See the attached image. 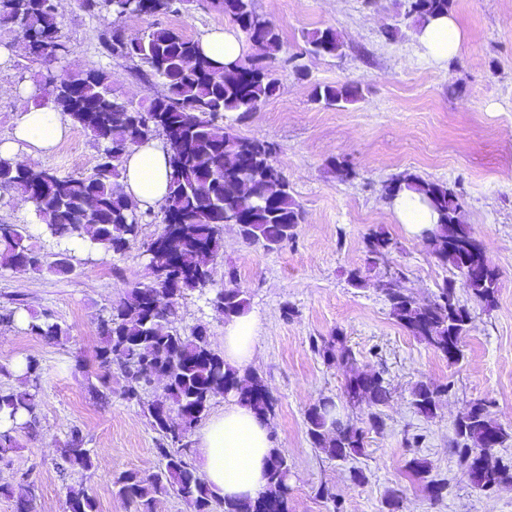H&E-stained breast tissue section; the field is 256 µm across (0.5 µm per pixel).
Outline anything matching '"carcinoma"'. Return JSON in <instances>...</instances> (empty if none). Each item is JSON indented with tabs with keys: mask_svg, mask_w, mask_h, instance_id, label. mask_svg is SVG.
I'll list each match as a JSON object with an SVG mask.
<instances>
[{
	"mask_svg": "<svg viewBox=\"0 0 512 512\" xmlns=\"http://www.w3.org/2000/svg\"><path fill=\"white\" fill-rule=\"evenodd\" d=\"M190 0H149L156 15L177 13ZM89 12L105 13L113 22L137 15L132 0H82ZM211 7L224 13L241 30H250L265 46L264 59L245 57L217 64L203 56L199 41L182 36L158 23L130 42L115 35L104 44L108 54L127 55L147 66L149 75L162 80L165 90L146 106L134 112H116L120 105L113 96V74L104 68L90 69L74 78L50 73L52 107L70 117L93 141L102 146L92 173L61 177L46 169L21 166L0 158V187L11 188L31 203L44 222L46 235L61 245L64 239L89 237L90 247L105 254H123L139 241L142 226L161 220L160 238L170 237L169 249L160 251L148 244V281L134 288L127 298L112 305L98 324L101 366L116 362L124 381L121 397L128 403L146 406L151 424L160 436L156 453L161 465L145 477L129 470L113 477L118 496L135 506V512H156L160 499L171 492L184 499L192 512H288L291 495V466L277 448L271 449V467L266 490L257 498L239 502L218 498L189 461L192 434L208 413L213 399L224 387L235 388L234 395L269 418L275 400L260 376L224 367V357L210 342L208 327L194 326L188 335L173 330L179 301L192 292L203 295L210 286L213 264L223 252L224 213L244 214L243 241L259 244L268 251L279 249L296 235L304 212L293 194L287 177L276 164V144L238 135L224 125L228 112L245 120L260 103L279 88L275 71L265 60L281 44L278 27L255 6V0H212ZM448 13V0H406V16L426 24ZM0 26L16 29L26 43L29 61L49 57L59 62L68 53L61 39L55 0H0ZM305 54L336 57L344 43L332 28L304 34ZM315 101L326 106L353 103L359 87L350 84L316 85ZM166 136L177 155L169 161L171 178L168 193L159 212L129 208L122 184L124 157L129 149L147 140ZM253 159L252 170L240 168L242 152ZM407 189L437 215L436 224L424 230L442 265L455 275L467 271L461 282L479 303L490 307L496 301L498 272L489 261L482 243L461 223V204L454 191L443 183L405 172L386 185ZM31 238L26 224H0V266L52 272L69 270L67 249L45 253L27 244ZM396 243L382 231L371 233L366 241L368 270L378 269ZM228 286L207 298L215 315L230 322L248 308L245 291L236 286V273L227 272ZM378 285L390 304L391 315L408 333L433 347L454 363L463 358L461 343L471 322L469 310L460 304L456 281L447 285L426 305L418 304L401 285L379 274ZM27 330L34 336L59 341L68 330L48 314L33 318ZM329 366H352L356 357L341 333L313 342ZM42 368L28 356L23 368L0 366V376L15 377L26 385L22 390L0 391V413L11 426L0 429V460L17 448L15 434L35 423ZM164 380L163 393L142 401V394L154 379ZM442 394L438 387L419 381L412 389L414 406L433 415ZM346 403L359 407L379 406L390 398L381 371H354L345 379ZM307 434L313 447L332 459L360 455L365 430L341 418L335 401L324 396L306 411ZM454 452L476 484L493 487L512 480V468L485 447L487 433H498L497 444L509 433L489 414L485 403L473 404L465 418L456 423ZM61 471L94 467L91 449L84 447L80 431L72 430L61 449ZM414 475L426 481L435 498L443 497L446 483L426 479L424 462H412ZM17 489L6 492L14 499L15 512H32L34 484L23 473ZM69 512H96L93 497L83 486L69 487Z\"/></svg>",
	"mask_w": 512,
	"mask_h": 512,
	"instance_id": "1",
	"label": "carcinoma"
}]
</instances>
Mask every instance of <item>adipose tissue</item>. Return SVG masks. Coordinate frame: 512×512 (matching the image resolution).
<instances>
[{
	"label": "adipose tissue",
	"instance_id": "adipose-tissue-1",
	"mask_svg": "<svg viewBox=\"0 0 512 512\" xmlns=\"http://www.w3.org/2000/svg\"><path fill=\"white\" fill-rule=\"evenodd\" d=\"M416 38L437 63L456 55L462 33L447 16L432 19ZM201 49L217 63L244 56L247 46L236 31L216 29L200 40ZM69 133V125L58 112L44 106L21 110L12 138L0 143V157L14 159L19 153L51 152ZM170 168L165 146L151 140L133 147L123 163V184L130 201L144 210L160 203L168 190ZM259 319L246 313L224 327V362L236 369L250 366L258 354L256 336ZM195 448L202 460V476L221 497L253 498L267 483L269 453L273 446L266 420L249 407L225 404L197 431Z\"/></svg>",
	"mask_w": 512,
	"mask_h": 512
}]
</instances>
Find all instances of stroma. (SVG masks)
Returning a JSON list of instances; mask_svg holds the SVG:
<instances>
[{
  "label": "stroma",
  "mask_w": 512,
  "mask_h": 512,
  "mask_svg": "<svg viewBox=\"0 0 512 512\" xmlns=\"http://www.w3.org/2000/svg\"><path fill=\"white\" fill-rule=\"evenodd\" d=\"M404 5L256 0L258 12L281 32L270 61L279 88L233 128L277 144L276 161L305 220L295 239L276 251L248 244L225 226L213 286L224 287V271L234 267L249 310L260 320L253 369L276 401L269 421L273 443L293 466L290 512H385L392 492L402 496L403 512H512V483L476 490L452 451L456 419L480 400L512 432V0H450L449 15L463 41L458 55L443 64L425 56L415 38L418 24L405 18ZM58 21L69 54L48 67L30 63L17 32L0 28V141L10 135L23 105L47 102L39 84L47 70L76 75L110 69L116 97L142 106L164 90L161 80L145 78L140 62L108 55L101 35L114 24L111 19L69 0L59 7ZM156 23L198 39L231 21L204 4L117 24L132 36ZM328 27L345 43L342 57L306 58V76L296 75L287 60L301 54L304 33ZM389 27L395 30L390 39L383 34ZM344 83L360 87L355 103L326 107L313 101L314 85ZM97 158V145L74 126L52 154H27L23 162L79 177L92 173ZM406 171L455 191L463 223L499 273L493 306L457 292L472 316L457 363L393 318L375 272L367 268V236L382 231L397 242L390 264L418 301L433 299L450 276L424 237L399 223L385 196L386 184ZM71 263L72 271L64 273L0 267V311L16 313L13 322L0 323V365L32 355L42 367L35 423L18 431L17 448L0 461V512H14L2 488L23 472L35 485L32 512H64L69 487L79 484L97 512H134L113 494L112 478L125 470L147 474L158 464V434L149 418L120 397L119 369L102 368L96 358L99 319L147 280L143 248L136 244L121 255L76 253ZM355 268L366 271V287L349 284ZM286 304L292 316H284ZM44 312L67 328V338L52 342L28 332L30 314ZM200 323L208 325L213 348L223 351V320L192 293L183 299L174 327L186 334ZM338 331L358 367L383 371L391 391L378 408L384 429L367 431L363 453L346 460L314 448L305 423L306 409L318 398L342 396L344 367L327 366L312 348L313 339ZM420 381L445 389L434 416L420 414L412 403V388ZM103 382L114 390L106 404L89 390ZM75 429L91 448L94 467L64 475L60 450ZM416 458L447 482L441 500L414 477ZM354 468L366 474L364 484L350 481ZM323 485L332 487L335 500L318 497Z\"/></svg>",
  "instance_id": "35a3bbf8"
}]
</instances>
